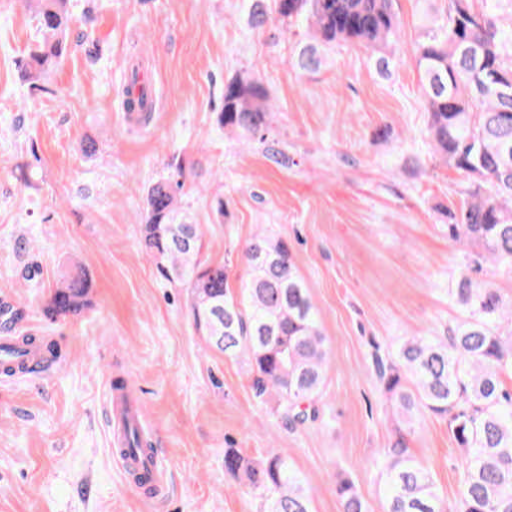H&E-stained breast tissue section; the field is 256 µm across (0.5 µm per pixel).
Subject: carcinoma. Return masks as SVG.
<instances>
[{"instance_id":"carcinoma-1","label":"carcinoma","mask_w":512,"mask_h":512,"mask_svg":"<svg viewBox=\"0 0 512 512\" xmlns=\"http://www.w3.org/2000/svg\"><path fill=\"white\" fill-rule=\"evenodd\" d=\"M69 0H30L39 45L25 63L31 88H41L47 69L65 50ZM284 23L304 17L313 38L385 49L399 40L394 0H277ZM512 44L488 7L448 0L442 21L415 42L428 131L435 151L470 179L467 199L448 211L449 236L476 246L486 261L512 268ZM129 112L148 110L136 83L125 87ZM271 112L256 80L224 83L218 123L265 145L274 160L288 157L268 140ZM180 181L160 179L146 192L141 243L160 276L192 294L194 323L208 346L234 358L248 356L256 395L276 397L289 425L319 418L328 358L326 338L305 280L288 244L253 236L240 252L248 277L229 284V264L203 257L204 231L179 202ZM91 280L73 263L43 306L44 315L77 317L88 306ZM464 317L443 336L414 335L395 354L376 358L373 372L404 414L448 418V430L465 454L458 512H512V392L501 376L512 372V312L497 290L461 279L454 290ZM127 448L144 457L152 450L133 428ZM387 512H447L430 471L396 443L381 457ZM226 472L268 493L262 512H312L310 496L288 462L271 451L261 461L238 449L224 451ZM342 512H367L351 482L338 487Z\"/></svg>"}]
</instances>
